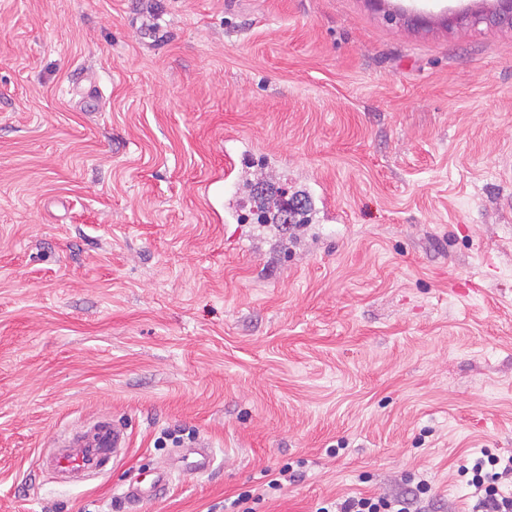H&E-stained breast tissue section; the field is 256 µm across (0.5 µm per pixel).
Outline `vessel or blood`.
<instances>
[{
    "mask_svg": "<svg viewBox=\"0 0 512 512\" xmlns=\"http://www.w3.org/2000/svg\"><path fill=\"white\" fill-rule=\"evenodd\" d=\"M129 446L130 435L126 428L115 420L102 417L56 438L42 463L57 478L80 483L103 473L111 462L126 454ZM165 484L166 479L160 474L148 486H128L121 496L136 504L145 497L158 495Z\"/></svg>",
    "mask_w": 512,
    "mask_h": 512,
    "instance_id": "b4317fda",
    "label": "vessel or blood"
}]
</instances>
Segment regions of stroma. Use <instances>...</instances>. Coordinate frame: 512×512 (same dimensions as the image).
I'll use <instances>...</instances> for the list:
<instances>
[{
  "instance_id": "35a3bbf8",
  "label": "stroma",
  "mask_w": 512,
  "mask_h": 512,
  "mask_svg": "<svg viewBox=\"0 0 512 512\" xmlns=\"http://www.w3.org/2000/svg\"><path fill=\"white\" fill-rule=\"evenodd\" d=\"M494 7L0 0V512H224L287 465L255 512L413 479L471 512L461 466L512 454V32L455 15ZM240 140L277 176L228 222ZM102 415L120 462L43 469ZM167 471L159 470L158 475L153 478L149 487H141L135 485H129L126 489H124L121 493V498L129 503H140L142 502L146 496H154L156 497L162 488L167 485L165 477L167 476Z\"/></svg>"
}]
</instances>
